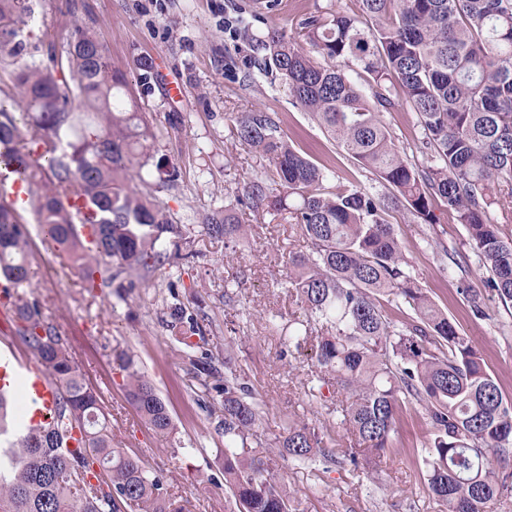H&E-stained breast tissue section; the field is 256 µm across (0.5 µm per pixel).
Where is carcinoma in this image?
Masks as SVG:
<instances>
[{
  "label": "carcinoma",
  "instance_id": "cac0c4a2",
  "mask_svg": "<svg viewBox=\"0 0 512 512\" xmlns=\"http://www.w3.org/2000/svg\"><path fill=\"white\" fill-rule=\"evenodd\" d=\"M361 13L317 12L294 36L253 35L259 76L275 75L294 103L391 190H326V168L298 152L271 113L237 117V137L269 162L244 184L224 214L203 230L236 246L246 235L239 211L286 210L307 253L288 255V280L304 318L288 321V343H314L310 390L336 405L349 446L327 447L318 420L288 418L277 446L260 430L262 408L238 373L231 345L192 360L194 378L224 394V486L238 512H293L274 471L276 457L297 466L363 471L389 448L402 406L425 408L433 437L420 450L428 490L446 512H494L512 494V403L470 337L462 334L405 270L389 203L425 224L436 206L465 225L488 287L512 304V241L488 218L512 209V0H360ZM38 17L34 0H0V28L24 37ZM372 78L362 89L353 75ZM0 80L18 96L0 100V150L28 177L30 208L0 195V282L13 290L10 335L37 358L59 388L51 423L25 432L4 450L0 512H183L161 479L137 455L112 447L101 400L72 362L56 327L29 291L28 215L47 227L60 258L86 281L98 272L106 288L124 287L129 271L153 272L181 257L182 231L160 206L137 196L132 176L170 184L177 167L154 156L152 125L138 111L123 72L95 33L76 27L65 57L47 45L46 60L22 63L0 51ZM407 106L423 130L430 165L418 167L394 143L381 113ZM95 211L96 240L84 245L75 212L63 199ZM473 314L487 319L483 295L466 290ZM401 301L415 319L398 326L382 302ZM169 326L191 351L211 320L168 306ZM127 393L154 431L172 430L169 412L133 362Z\"/></svg>",
  "mask_w": 512,
  "mask_h": 512
}]
</instances>
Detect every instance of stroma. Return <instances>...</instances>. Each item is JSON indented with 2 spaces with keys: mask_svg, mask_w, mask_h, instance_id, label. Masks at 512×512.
<instances>
[{
  "mask_svg": "<svg viewBox=\"0 0 512 512\" xmlns=\"http://www.w3.org/2000/svg\"><path fill=\"white\" fill-rule=\"evenodd\" d=\"M326 8L360 10L358 0H37L41 19L18 50V61L42 57L44 36L57 54H66L74 25L94 27L114 68L135 86L146 119L161 128L152 153L168 155L179 177L161 187L155 180L132 181L141 197L158 202L188 242L182 267L133 272L122 292L105 288L96 297L83 294L77 269L60 265L55 245L41 225L28 226L33 254L30 284L44 315L66 339L75 363L99 393L112 422V444L140 456L186 512H229L224 489V398L205 392L193 377L188 356L177 350L176 332L167 325V306L179 299L188 310L204 307L213 318L209 345L233 339L235 364L249 380L264 408L261 428L279 437L291 416L325 420L308 395L311 345L289 347L270 321L301 317V309L280 283L288 274L289 254L309 251L307 241L279 212L248 221V233L236 247L206 235V219L223 212L226 201L266 165L241 143L236 118L255 108L274 113L291 145L317 165L327 167V189L353 183L386 194L383 182L360 167L315 120L296 106L284 84L270 77L249 80L254 52L240 32L241 20L253 31L274 26L294 33L301 20ZM150 58L155 78L139 85L134 61ZM183 94L171 98L169 82ZM394 142L412 163L430 158L413 112L384 113ZM435 224L421 223L405 208L390 211L411 274L461 333L481 351L504 397L512 400V308L490 292L488 272L468 244L464 225L448 211ZM464 256L462 266L450 256ZM483 293L491 316L475 318L466 289ZM232 299H225V292ZM133 359L153 384L172 417L173 430L149 428L131 404L121 364ZM432 433L424 409L405 404L390 449L375 471L328 474L278 460V471L293 495L297 512H443L426 490L417 457Z\"/></svg>",
  "mask_w": 512,
  "mask_h": 512,
  "instance_id": "obj_1",
  "label": "stroma"
}]
</instances>
